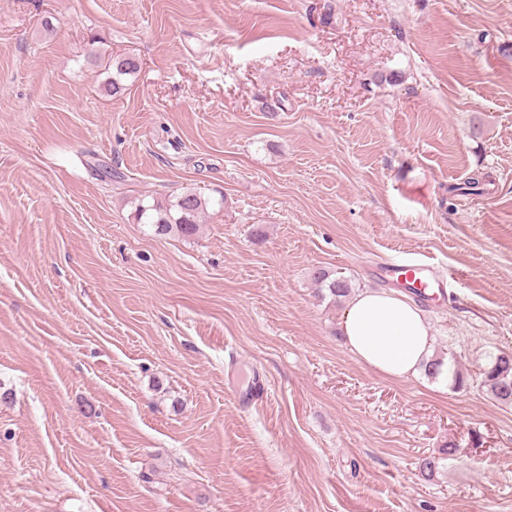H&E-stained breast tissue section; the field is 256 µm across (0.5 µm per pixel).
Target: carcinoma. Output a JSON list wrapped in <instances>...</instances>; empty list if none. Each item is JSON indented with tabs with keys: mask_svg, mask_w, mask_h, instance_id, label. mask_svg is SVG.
<instances>
[{
	"mask_svg": "<svg viewBox=\"0 0 512 512\" xmlns=\"http://www.w3.org/2000/svg\"><path fill=\"white\" fill-rule=\"evenodd\" d=\"M108 68L112 69L108 91L116 95L124 89L121 78L137 73L139 65L119 54L112 57ZM209 203L210 200L196 190L185 191L172 200H140L135 205L134 219L139 224L150 225L153 233L158 236L189 237L195 233ZM313 281L335 298L346 297L351 290L348 280L333 278L321 269L313 273ZM484 386L497 400L512 403V355L499 353L492 358L484 372Z\"/></svg>",
	"mask_w": 512,
	"mask_h": 512,
	"instance_id": "cac0c4a2",
	"label": "carcinoma"
}]
</instances>
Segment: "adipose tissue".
Listing matches in <instances>:
<instances>
[{
    "instance_id": "adipose-tissue-1",
    "label": "adipose tissue",
    "mask_w": 512,
    "mask_h": 512,
    "mask_svg": "<svg viewBox=\"0 0 512 512\" xmlns=\"http://www.w3.org/2000/svg\"><path fill=\"white\" fill-rule=\"evenodd\" d=\"M339 331L358 362L389 380L417 377L432 356V335L423 311L393 291L366 290L352 297Z\"/></svg>"
}]
</instances>
